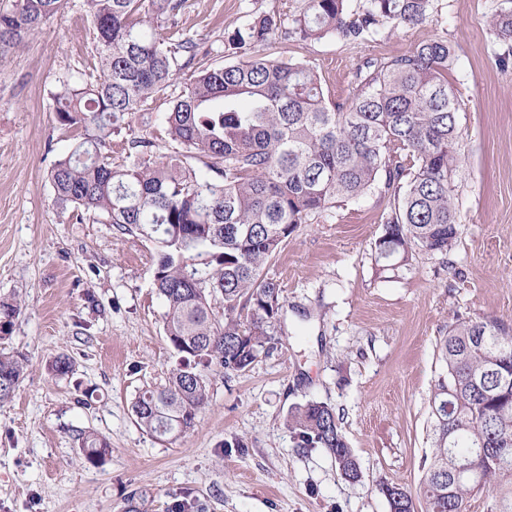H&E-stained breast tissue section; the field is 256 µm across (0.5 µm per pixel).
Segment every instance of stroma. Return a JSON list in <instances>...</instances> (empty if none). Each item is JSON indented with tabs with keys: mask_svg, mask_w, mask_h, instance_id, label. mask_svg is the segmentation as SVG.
<instances>
[{
	"mask_svg": "<svg viewBox=\"0 0 512 512\" xmlns=\"http://www.w3.org/2000/svg\"><path fill=\"white\" fill-rule=\"evenodd\" d=\"M305 0H184L183 35L212 45L256 13H294ZM512 0H434L430 21L363 41L327 38L289 55L316 66L330 99L346 101L358 67L447 36L448 79L462 93L463 167L455 180L462 234L450 253L415 250L377 272L387 206L371 192L299 225L261 269L282 289L275 344L246 371L208 369L209 399L193 431L159 441L133 402L164 384L178 355L153 284L155 244L135 230L76 220L47 172L68 154L52 95L100 74L83 0L18 47L0 52V297L22 309L0 351L27 366L0 404V512H389L381 484L424 507L421 464L432 453L435 346L450 325L494 317L512 327V64L499 62L487 20ZM74 362L58 378L49 364ZM335 406L361 468L352 483L326 449L301 448L285 425L307 401ZM105 438L92 466L81 433Z\"/></svg>",
	"mask_w": 512,
	"mask_h": 512,
	"instance_id": "1",
	"label": "stroma"
}]
</instances>
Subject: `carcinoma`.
Segmentation results:
<instances>
[{
	"mask_svg": "<svg viewBox=\"0 0 512 512\" xmlns=\"http://www.w3.org/2000/svg\"><path fill=\"white\" fill-rule=\"evenodd\" d=\"M93 27L99 79L64 83L53 93L60 126L80 131L49 172L55 199L76 211L134 228L158 250L154 286L167 310L164 329L180 361L165 385L138 394V426L161 441L195 426L209 399L205 370L230 375L270 352L283 304L281 288L260 269L316 214L370 191L388 200L375 263H405L415 247L446 254L460 237L454 203L461 167L458 112L448 81V38L424 40L389 60L357 69L346 103L325 97L318 70L295 57L261 55L288 41L376 38L389 24L429 21L433 0H306L298 12L254 14L227 40L240 59L185 64L211 54L185 37L171 43L160 29L176 25L182 0H84ZM62 0H13L0 8V49L16 47L59 12ZM488 27L502 64L512 59V10ZM163 102L166 136L178 145L154 158L150 135L128 140L124 163L101 152L137 112ZM201 162L199 173L191 161ZM20 312L0 299V336ZM441 371L432 389L431 443L424 462L427 512H467L469 496L494 486L512 467V329L497 319L461 322L438 346ZM25 359L0 353V403L9 401ZM331 405L309 401L288 414V431L325 448L344 477L359 464ZM93 464L111 453L94 434L82 437ZM390 512H417L398 483L380 487Z\"/></svg>",
	"mask_w": 512,
	"mask_h": 512,
	"instance_id": "obj_1",
	"label": "carcinoma"
}]
</instances>
